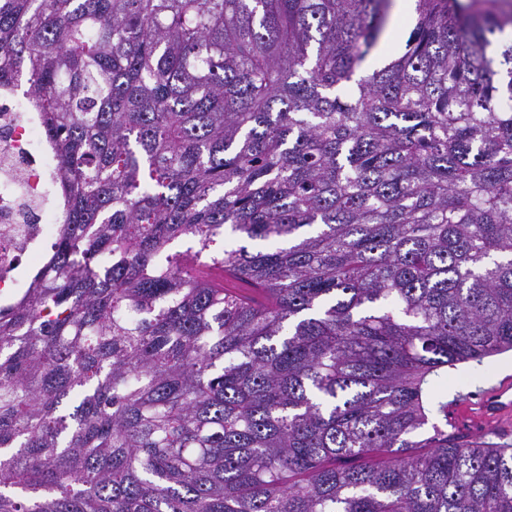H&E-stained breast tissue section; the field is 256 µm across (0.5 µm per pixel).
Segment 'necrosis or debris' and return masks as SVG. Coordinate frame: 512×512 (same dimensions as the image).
Instances as JSON below:
<instances>
[{
  "instance_id": "4bbe7bcc",
  "label": "necrosis or debris",
  "mask_w": 512,
  "mask_h": 512,
  "mask_svg": "<svg viewBox=\"0 0 512 512\" xmlns=\"http://www.w3.org/2000/svg\"><path fill=\"white\" fill-rule=\"evenodd\" d=\"M54 152L37 112L21 96L0 101V288L22 294L28 264L57 237L61 208Z\"/></svg>"
}]
</instances>
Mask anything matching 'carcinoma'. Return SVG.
I'll list each match as a JSON object with an SVG mask.
<instances>
[{"instance_id":"cac0c4a2","label":"carcinoma","mask_w":512,"mask_h":512,"mask_svg":"<svg viewBox=\"0 0 512 512\" xmlns=\"http://www.w3.org/2000/svg\"><path fill=\"white\" fill-rule=\"evenodd\" d=\"M448 2L363 73L392 0H0L64 208L0 512H512L443 414L512 350V5Z\"/></svg>"}]
</instances>
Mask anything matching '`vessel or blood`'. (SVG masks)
<instances>
[{"label": "vessel or blood", "mask_w": 512, "mask_h": 512, "mask_svg": "<svg viewBox=\"0 0 512 512\" xmlns=\"http://www.w3.org/2000/svg\"><path fill=\"white\" fill-rule=\"evenodd\" d=\"M448 425L474 436L494 433L512 436V376L473 395L457 396L448 402Z\"/></svg>", "instance_id": "vessel-or-blood-1"}]
</instances>
